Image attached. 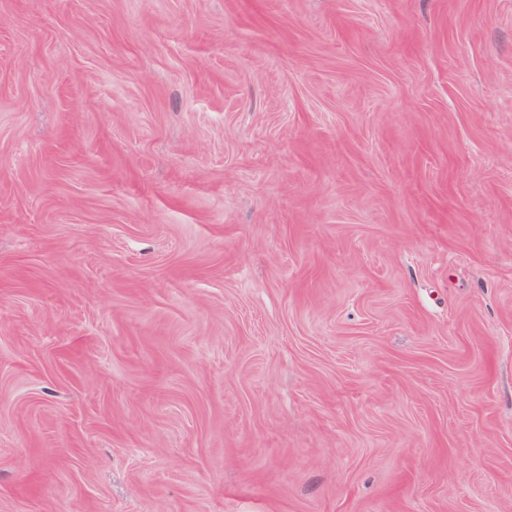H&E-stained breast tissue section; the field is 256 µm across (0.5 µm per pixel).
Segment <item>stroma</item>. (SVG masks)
<instances>
[{
  "label": "stroma",
  "instance_id": "1",
  "mask_svg": "<svg viewBox=\"0 0 512 512\" xmlns=\"http://www.w3.org/2000/svg\"><path fill=\"white\" fill-rule=\"evenodd\" d=\"M0 512H512V0H0Z\"/></svg>",
  "mask_w": 512,
  "mask_h": 512
}]
</instances>
